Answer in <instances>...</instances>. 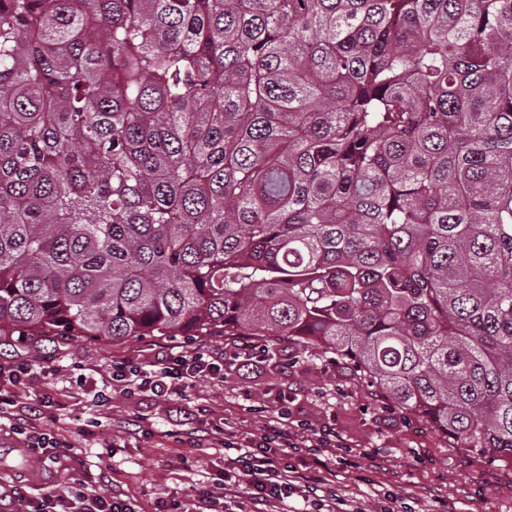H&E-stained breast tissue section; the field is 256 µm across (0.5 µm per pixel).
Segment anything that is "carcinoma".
Returning a JSON list of instances; mask_svg holds the SVG:
<instances>
[{
    "mask_svg": "<svg viewBox=\"0 0 512 512\" xmlns=\"http://www.w3.org/2000/svg\"><path fill=\"white\" fill-rule=\"evenodd\" d=\"M323 346L512 464V0H0V335Z\"/></svg>",
    "mask_w": 512,
    "mask_h": 512,
    "instance_id": "1",
    "label": "carcinoma"
}]
</instances>
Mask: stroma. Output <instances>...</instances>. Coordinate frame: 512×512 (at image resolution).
<instances>
[{"label": "stroma", "instance_id": "stroma-1", "mask_svg": "<svg viewBox=\"0 0 512 512\" xmlns=\"http://www.w3.org/2000/svg\"><path fill=\"white\" fill-rule=\"evenodd\" d=\"M224 350L220 336H162L121 342L0 336V364L29 360L33 375L0 418V485L66 487L85 480L118 500L155 512L189 503L222 477L236 448L259 433L284 383L305 394L291 405L304 422L296 440L329 425L341 448L324 449L348 512H512V468L465 452L421 418L400 410L326 350L270 335L268 354L250 364L225 359L221 371L163 399L105 384L113 364L154 363L173 346ZM52 401L38 424L66 447L33 471L13 431L30 407ZM234 427V449L217 431ZM379 462L371 468L369 459Z\"/></svg>", "mask_w": 512, "mask_h": 512}]
</instances>
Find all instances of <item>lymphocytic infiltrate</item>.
Segmentation results:
<instances>
[{
  "mask_svg": "<svg viewBox=\"0 0 512 512\" xmlns=\"http://www.w3.org/2000/svg\"><path fill=\"white\" fill-rule=\"evenodd\" d=\"M217 370V358L196 348L169 352L151 370L136 364L113 365L111 379L154 396L165 397L188 388L198 379L214 375ZM293 445L292 434L283 423L267 424L234 458L233 470L225 471L214 488L199 490L189 512H213L219 498L236 497L243 483L251 489V512H269L273 503H281L294 496L310 503L313 512H337L338 495L335 487L327 485L322 474L323 460L313 458L311 464L302 469L281 463L277 449ZM8 497L21 502L24 512H140L138 506L114 500L111 495L88 487L71 490L49 488L33 495L25 488L14 486Z\"/></svg>",
  "mask_w": 512,
  "mask_h": 512,
  "instance_id": "obj_1",
  "label": "lymphocytic infiltrate"
}]
</instances>
